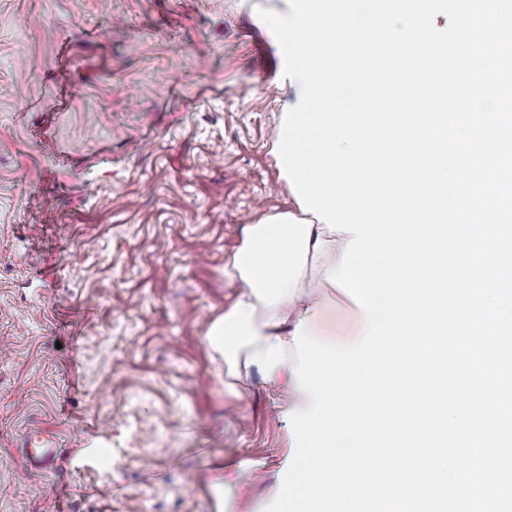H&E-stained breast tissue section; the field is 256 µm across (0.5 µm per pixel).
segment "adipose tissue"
<instances>
[{
  "label": "adipose tissue",
  "instance_id": "1",
  "mask_svg": "<svg viewBox=\"0 0 512 512\" xmlns=\"http://www.w3.org/2000/svg\"><path fill=\"white\" fill-rule=\"evenodd\" d=\"M350 233L329 231L302 210L269 214L248 225L241 246L224 266V278L237 285L234 301L210 323L206 338L224 362V386L241 394L252 373L283 387L282 411L310 403L292 373L298 365L292 338L299 320L315 324L329 307L363 320L362 309L332 283L322 300L302 292L308 272L326 275L337 268Z\"/></svg>",
  "mask_w": 512,
  "mask_h": 512
}]
</instances>
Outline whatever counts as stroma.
Masks as SVG:
<instances>
[{
    "mask_svg": "<svg viewBox=\"0 0 512 512\" xmlns=\"http://www.w3.org/2000/svg\"><path fill=\"white\" fill-rule=\"evenodd\" d=\"M266 3L0 0V512L278 496L284 393H227L205 339L244 227L293 208ZM33 428L59 450L39 474ZM25 460L30 470L45 471L51 468L57 457V448H54L53 436L49 432L39 429L30 431L24 439Z\"/></svg>",
    "mask_w": 512,
    "mask_h": 512,
    "instance_id": "35a3bbf8",
    "label": "stroma"
}]
</instances>
